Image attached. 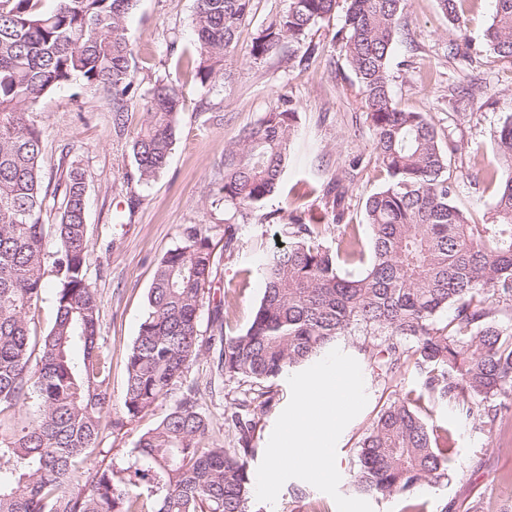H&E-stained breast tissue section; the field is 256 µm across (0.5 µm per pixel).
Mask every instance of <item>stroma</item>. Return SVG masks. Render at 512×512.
Wrapping results in <instances>:
<instances>
[{
  "instance_id": "1",
  "label": "stroma",
  "mask_w": 512,
  "mask_h": 512,
  "mask_svg": "<svg viewBox=\"0 0 512 512\" xmlns=\"http://www.w3.org/2000/svg\"><path fill=\"white\" fill-rule=\"evenodd\" d=\"M286 0H255L242 25L237 52L227 67L231 83L215 79L203 84L195 76L192 21L195 0H139L128 20L137 94L157 81L173 85L181 96L177 139L166 169L150 183L132 180L131 146L141 132L145 114L129 102L115 116L112 93L79 83L55 89L34 115L42 131L44 181L55 178L59 160L85 173L86 224L91 247L87 276L100 299L99 334L109 355L111 404L91 457L95 466L127 467L138 436L169 411L171 399L159 400L148 412L129 416L123 395L126 356L138 332L158 259L181 242L185 224L207 227L214 245L210 282L199 316L201 337L223 330L234 336L251 322L264 290L258 271L263 257L284 242L282 226L294 208L340 222L326 230L333 243L345 225L368 236L365 201L387 181L373 145L366 109L340 44L332 36L344 23V11L318 22L310 39L313 58L304 47L286 45L261 61L247 47L263 21ZM492 0H472L464 33L453 30L437 0H409L401 21L392 60L391 90L400 106L424 112L434 122L448 153V167L460 175L455 198L466 207L483 192L467 173L475 160L490 161L495 153L492 133L505 113H512V63L475 56L493 16ZM179 39L183 59L168 56L167 46ZM481 82L486 105L478 112H458L448 101V87L467 76ZM290 102L298 114L300 137L276 192L238 230L232 246L224 244V209L217 199L223 184L224 150L243 130L254 126L272 108ZM362 334L348 337L339 348L362 370L368 402L342 432L337 443L339 491L356 497L351 474L360 441L378 412L390 402L417 398L423 377L413 361L395 372H381L362 351ZM236 384L216 392L202 391L200 407L212 439L227 448L238 436L228 416ZM421 414L452 440L450 478L417 490L423 512H441L450 503L482 500L486 512H512L499 497L500 474L512 470V454L500 451L512 430L483 419L465 417L454 405L423 402ZM249 512H337L334 500L309 483L291 479L275 503L250 498Z\"/></svg>"
}]
</instances>
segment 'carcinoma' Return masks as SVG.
<instances>
[{
  "instance_id": "carcinoma-1",
  "label": "carcinoma",
  "mask_w": 512,
  "mask_h": 512,
  "mask_svg": "<svg viewBox=\"0 0 512 512\" xmlns=\"http://www.w3.org/2000/svg\"><path fill=\"white\" fill-rule=\"evenodd\" d=\"M0 0V512H247L255 416L266 413L277 382L355 331L389 336L380 354L388 370L406 360L424 375L428 399L468 417L512 425V114L493 132L495 162L481 180L492 203L476 200L479 220L453 200L455 180L438 131L422 112L399 106L390 63L407 0H287L248 46L261 60L285 42L306 44L312 27L345 4L340 43L374 132L386 184L365 203L369 241L345 231L327 245L302 211L283 225L287 245L265 258V288L249 327L221 339L216 371L249 385L230 419L240 447L209 440L201 388L186 380L203 352L199 314L212 269V244L201 224L181 227V244L158 261L148 307L128 352L124 406L133 417L161 400L169 412L143 432L136 467L80 470L96 447L110 401L107 355L100 343L99 300L87 278L90 247L84 172L59 160L53 188L43 187L41 133L32 115L49 94L74 80L112 89L124 111L134 75L126 20L138 0ZM467 0H438L448 24L465 22ZM482 52L512 61V0H494ZM254 0H196V75L221 76ZM464 109L484 106L474 86ZM178 93L156 85L139 102L145 129L132 144L133 176L149 182L165 170L178 134ZM298 135V114L282 104L224 152L219 200L229 214L224 247L240 223L274 193ZM57 211L54 224L45 216ZM54 236V252L46 239ZM362 274H341L348 261ZM53 281L47 282L46 271ZM54 290V320L37 333L45 288ZM454 309L441 326L437 316ZM411 343L404 348L401 342ZM28 420L17 406L29 399ZM448 436L430 429L418 401L382 409L361 442L355 487L398 495L406 512H423L414 491L449 479ZM150 489L142 499L141 486Z\"/></svg>"
}]
</instances>
